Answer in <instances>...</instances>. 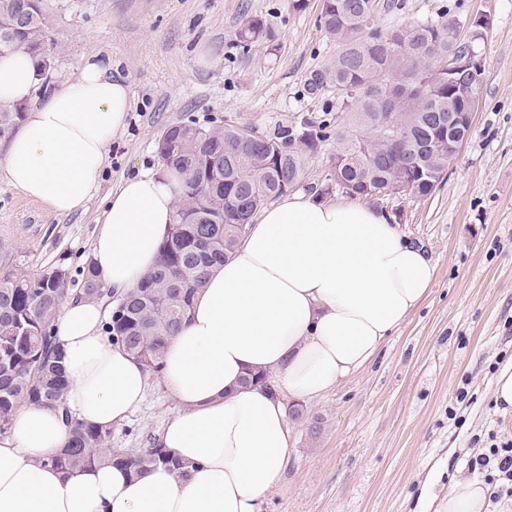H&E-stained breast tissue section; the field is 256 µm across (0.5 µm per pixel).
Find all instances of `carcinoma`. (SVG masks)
<instances>
[{
    "instance_id": "carcinoma-1",
    "label": "carcinoma",
    "mask_w": 512,
    "mask_h": 512,
    "mask_svg": "<svg viewBox=\"0 0 512 512\" xmlns=\"http://www.w3.org/2000/svg\"><path fill=\"white\" fill-rule=\"evenodd\" d=\"M375 0H322L325 32L340 46L334 62L315 71L308 91L332 86L347 112L336 124V158L329 180L355 198L388 196L402 184L427 194L448 171V46L461 52L448 24L423 22L381 30ZM49 19L42 0H0V54L23 49L38 59L40 75L51 60ZM267 35L264 24L248 19L238 31L242 48ZM397 84L401 102L388 112L386 91ZM23 108L0 105V140L19 126ZM327 138L325 126L306 119L271 134L227 124L206 129L178 124L158 142L162 165L181 177L180 202L156 267L115 301L106 333L148 371L161 367L164 348L188 316L211 268L233 254L254 214L304 178L308 155ZM377 143L368 156L365 141ZM68 273L37 274L11 259L0 245V433L22 404H63L68 380L60 365L53 324L70 297L109 300L92 265L82 288L71 294ZM67 450L52 459L61 469L116 462L137 474L171 464L157 446L133 451L108 447L112 431L71 422Z\"/></svg>"
}]
</instances>
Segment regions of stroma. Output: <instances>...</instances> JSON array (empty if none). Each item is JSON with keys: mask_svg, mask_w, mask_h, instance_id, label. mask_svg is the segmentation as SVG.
<instances>
[{"mask_svg": "<svg viewBox=\"0 0 512 512\" xmlns=\"http://www.w3.org/2000/svg\"><path fill=\"white\" fill-rule=\"evenodd\" d=\"M392 29L454 20L462 40L481 29V93L472 132L431 194L366 199L435 265L427 297L372 363L290 417L293 453L260 512H418L424 494H447L492 437H512V410L492 398L512 361V0H377ZM54 44L48 90L75 79L92 51L112 60L133 106L109 148L99 191L60 215L0 181V244L38 273L66 269L80 288L103 200L123 179L157 171L170 126L227 124L270 132L302 119L335 125L334 89L309 94L310 75L339 45L321 0H43ZM260 19L269 39L242 49L237 31ZM207 52L209 63L198 60ZM327 138L310 155L301 190L342 199L327 177ZM179 410L158 381L112 429L118 450L150 447Z\"/></svg>", "mask_w": 512, "mask_h": 512, "instance_id": "1", "label": "stroma"}]
</instances>
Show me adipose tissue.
Here are the masks:
<instances>
[{"label": "adipose tissue", "instance_id": "1", "mask_svg": "<svg viewBox=\"0 0 512 512\" xmlns=\"http://www.w3.org/2000/svg\"><path fill=\"white\" fill-rule=\"evenodd\" d=\"M24 51L0 55V102L26 105L0 179L57 214L83 209L102 182L109 147L131 109L128 84L90 53L78 76L46 96ZM180 198L168 170L127 178L104 199L94 265L114 295L155 267ZM435 267L385 213L295 192L265 207L234 256L212 269L159 371L180 410L160 447L180 461L131 476L109 463L53 465L69 419L98 428L142 403L149 373L103 332L100 301L64 304L55 334L70 384L69 418L21 406L0 433V512H260L291 453L284 397L302 402L372 362L425 298ZM274 374L276 389L245 384ZM478 478L455 481L431 512H486Z\"/></svg>", "mask_w": 512, "mask_h": 512}]
</instances>
